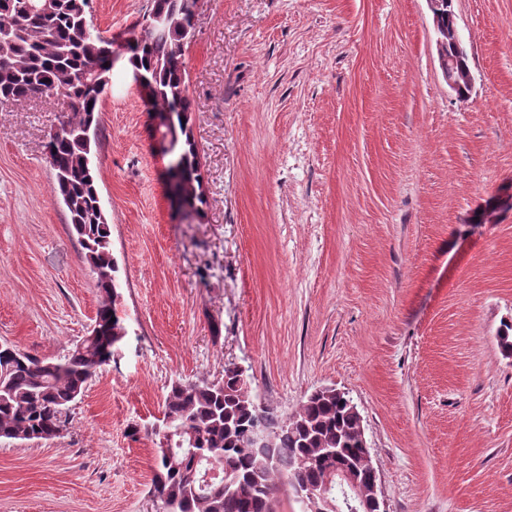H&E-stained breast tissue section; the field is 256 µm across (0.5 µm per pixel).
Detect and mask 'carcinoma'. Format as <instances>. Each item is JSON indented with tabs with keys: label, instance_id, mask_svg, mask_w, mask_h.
<instances>
[{
	"label": "carcinoma",
	"instance_id": "carcinoma-1",
	"mask_svg": "<svg viewBox=\"0 0 512 512\" xmlns=\"http://www.w3.org/2000/svg\"><path fill=\"white\" fill-rule=\"evenodd\" d=\"M45 2L46 8L34 10L31 0H0V104L58 92L71 100L70 111L48 135L46 157L55 192L96 275L101 302L90 334L61 358H37L0 345V438L20 443L60 436L70 406L126 336L116 316L120 284L87 135L97 125L100 97L110 82L104 63L114 40L89 25V0ZM196 8L197 0H148L125 58L153 86L152 108L173 114L179 133L165 153L167 178L175 181L184 211L200 213L203 177L189 126L184 65ZM258 422L273 438L265 456L249 443ZM360 422V414L334 388L310 394L298 411L280 417L255 401L247 377L234 366L225 367L216 381L175 382L162 425L147 431L154 445L151 495L163 512H273L278 493L290 494L296 484L323 487L338 459L365 483L369 472ZM165 429L174 435L168 448L160 443ZM329 448L337 457L327 455ZM215 466L237 479L235 492H216L205 484L206 471Z\"/></svg>",
	"mask_w": 512,
	"mask_h": 512
}]
</instances>
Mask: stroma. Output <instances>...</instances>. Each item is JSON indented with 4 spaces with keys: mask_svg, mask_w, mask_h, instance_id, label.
I'll list each match as a JSON object with an SVG mask.
<instances>
[{
    "mask_svg": "<svg viewBox=\"0 0 512 512\" xmlns=\"http://www.w3.org/2000/svg\"><path fill=\"white\" fill-rule=\"evenodd\" d=\"M146 5L91 0V20L116 36ZM453 7L464 100L426 0H202L185 52L199 216L173 210L116 65L96 165L127 334L59 437L0 440V512H155L147 429L173 383L229 365L283 416L348 393L385 512H512V0ZM67 109L0 106V343L41 358L100 301L43 155ZM429 9L433 16V25L436 33V49L440 69L449 89L457 94V91L464 84L470 88L473 86L474 76L471 71L455 70L451 57L446 52V40L442 37L443 33L437 26L436 12L440 6L438 0H427Z\"/></svg>",
    "mask_w": 512,
    "mask_h": 512,
    "instance_id": "stroma-1",
    "label": "stroma"
}]
</instances>
